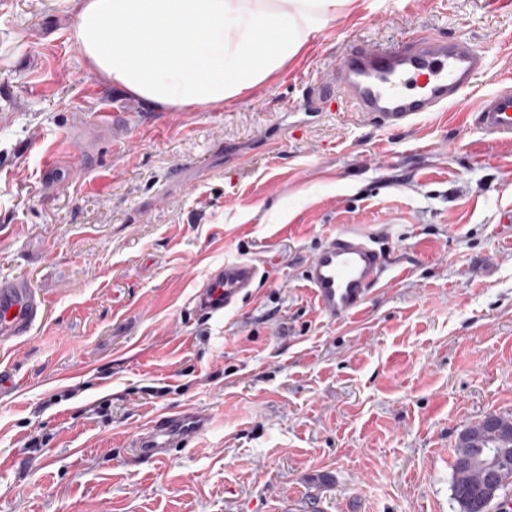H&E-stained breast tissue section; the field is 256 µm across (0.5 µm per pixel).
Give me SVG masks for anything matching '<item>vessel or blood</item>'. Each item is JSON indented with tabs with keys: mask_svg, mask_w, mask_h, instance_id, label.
Masks as SVG:
<instances>
[{
	"mask_svg": "<svg viewBox=\"0 0 512 512\" xmlns=\"http://www.w3.org/2000/svg\"><path fill=\"white\" fill-rule=\"evenodd\" d=\"M487 66L485 53L470 40L420 31L389 49L365 43L351 46L331 66L327 78L310 83L309 91L318 100L340 94L379 128L400 132L413 128L424 113L459 104ZM464 119L483 136L512 138V87L485 95ZM106 132L111 133L115 146L126 147L125 114L116 107L100 109L90 120L69 127L63 139L70 164L63 168L46 160V187H57L86 165ZM388 267L389 258L376 238L343 229L320 244L304 265L303 279L320 312L342 321L364 310ZM260 281L254 262L225 260L209 270L194 295L195 306L208 316H223L252 296ZM46 310L45 299L26 281L0 278V342L28 336ZM212 426V414L195 407L160 412L133 433L128 453L147 464L162 462L173 450L194 445Z\"/></svg>",
	"mask_w": 512,
	"mask_h": 512,
	"instance_id": "1",
	"label": "vessel or blood"
}]
</instances>
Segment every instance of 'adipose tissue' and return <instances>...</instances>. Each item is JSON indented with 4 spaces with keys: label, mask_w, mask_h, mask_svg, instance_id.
<instances>
[{
    "label": "adipose tissue",
    "mask_w": 512,
    "mask_h": 512,
    "mask_svg": "<svg viewBox=\"0 0 512 512\" xmlns=\"http://www.w3.org/2000/svg\"><path fill=\"white\" fill-rule=\"evenodd\" d=\"M346 0H80L72 42L95 72L181 111L236 100L299 55Z\"/></svg>",
    "instance_id": "ef3b65f1"
}]
</instances>
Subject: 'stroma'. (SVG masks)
Segmentation results:
<instances>
[{
	"instance_id": "1",
	"label": "stroma",
	"mask_w": 512,
	"mask_h": 512,
	"mask_svg": "<svg viewBox=\"0 0 512 512\" xmlns=\"http://www.w3.org/2000/svg\"><path fill=\"white\" fill-rule=\"evenodd\" d=\"M78 0H0V278L47 301L0 344V512H457L460 432L512 415V139L459 121L512 86V0H350L281 73L207 112L156 109L90 69ZM485 50L455 107L385 132L304 87L357 42L421 28ZM128 114L54 193L76 112ZM180 181L171 182L174 168ZM348 225L392 262L366 308L332 322L302 279ZM265 271L223 317L193 295L224 260ZM211 433L165 462L127 454L161 410Z\"/></svg>"
}]
</instances>
